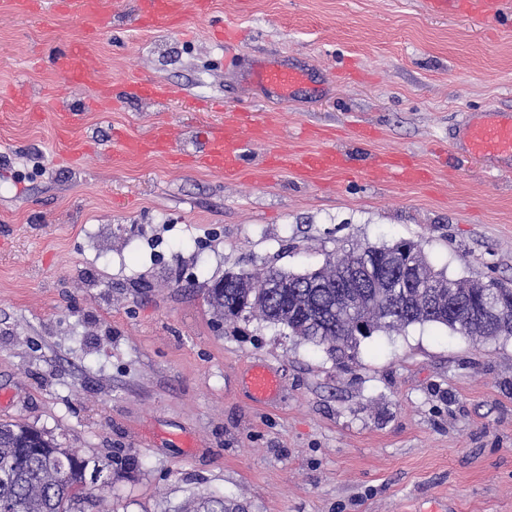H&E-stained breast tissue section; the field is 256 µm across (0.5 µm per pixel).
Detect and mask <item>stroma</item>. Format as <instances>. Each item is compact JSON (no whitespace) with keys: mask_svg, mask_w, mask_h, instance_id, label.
Returning a JSON list of instances; mask_svg holds the SVG:
<instances>
[{"mask_svg":"<svg viewBox=\"0 0 512 512\" xmlns=\"http://www.w3.org/2000/svg\"><path fill=\"white\" fill-rule=\"evenodd\" d=\"M226 24L240 46L216 37ZM74 41L114 88L159 82L175 98L95 107L36 64ZM259 62L308 82L269 99L246 81ZM21 73L24 112L1 98ZM488 108L512 111V8L209 0L172 31L139 26L134 0L94 22L0 0V422L87 459L134 457L108 491L114 512L206 493L244 512H512V337L417 323L341 361L280 325H225L207 302L228 272L301 273L400 240L449 277L512 280V164L470 157L459 133ZM243 114L262 130L232 177L163 154H68L158 125L192 150ZM325 148L352 173L270 166ZM381 154L420 178H371ZM254 363L277 370L276 400L251 401Z\"/></svg>","mask_w":512,"mask_h":512,"instance_id":"stroma-1","label":"stroma"}]
</instances>
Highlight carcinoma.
I'll use <instances>...</instances> for the list:
<instances>
[{"mask_svg":"<svg viewBox=\"0 0 512 512\" xmlns=\"http://www.w3.org/2000/svg\"><path fill=\"white\" fill-rule=\"evenodd\" d=\"M419 247L401 240L391 246H367L326 263L320 270L288 274L275 267L259 273L224 275V287L209 289L214 307L224 321L236 323L259 317L283 325L290 333L331 353L351 358L362 338L377 331L401 330L432 322L466 335L490 339L501 333L490 326H474L472 309L502 310L501 319L512 322V282L495 281V287L473 293L459 280L436 274L441 287L425 279L412 288H344L347 275L365 272L390 280L407 261H416ZM361 300L356 310L336 306L346 292ZM453 292L457 309L448 312L447 294ZM112 486V464L80 458L44 432L18 422H0V512H81L91 489ZM176 512H240L222 496H205L178 507Z\"/></svg>","mask_w":512,"mask_h":512,"instance_id":"cac0c4a2","label":"carcinoma"}]
</instances>
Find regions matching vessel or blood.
Here are the masks:
<instances>
[{"label": "vessel or blood", "mask_w": 512, "mask_h": 512, "mask_svg": "<svg viewBox=\"0 0 512 512\" xmlns=\"http://www.w3.org/2000/svg\"><path fill=\"white\" fill-rule=\"evenodd\" d=\"M429 5L439 11L452 6L461 13H476L487 18L494 15L486 0H429ZM48 6L59 14H78L85 18L102 16L106 9L104 0H12L13 11L20 16L40 14ZM184 12V0H135V15L143 26L171 27L179 22ZM48 59L53 71L67 85L93 89L97 102L111 103L112 84L102 78L86 49L71 43L55 49ZM254 78L258 85L285 101L304 83L306 76L296 69L260 68L255 71ZM125 92L141 98L163 99L173 94L169 86L155 82L130 83ZM464 135L466 149L474 157L512 162V113L487 110L482 121L472 120L465 124ZM200 140V149L192 155L198 166L224 173L238 171L245 147L241 125L207 128ZM172 141L171 130L159 126L146 137L124 142L123 147L125 151L138 154L169 153L173 150ZM277 165L286 169H300L309 174L343 172L348 168L344 155L333 150H322L305 157L284 154L279 156ZM373 167L404 181L414 177L412 169L400 165L389 156L376 157ZM246 385L251 400L256 403L274 399L280 390L277 372L268 364L252 365L246 375Z\"/></svg>", "instance_id": "b4317fda"}]
</instances>
